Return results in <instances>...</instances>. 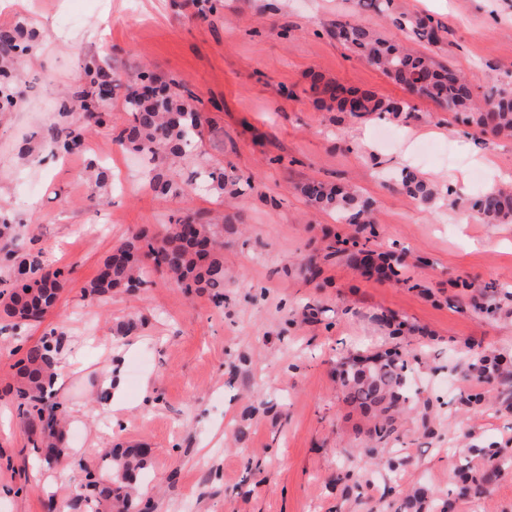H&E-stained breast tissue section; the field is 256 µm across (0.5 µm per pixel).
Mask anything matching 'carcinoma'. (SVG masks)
Returning a JSON list of instances; mask_svg holds the SVG:
<instances>
[{
  "mask_svg": "<svg viewBox=\"0 0 512 512\" xmlns=\"http://www.w3.org/2000/svg\"><path fill=\"white\" fill-rule=\"evenodd\" d=\"M373 11L386 16L392 27L407 33L416 44L433 45L444 39L448 28L430 17L398 10L395 0H357ZM338 42L365 59L371 66L404 89H419L420 96L455 114L464 113L468 122L501 137H512V89L493 86L479 99L467 78L453 65L436 60L433 56L412 46L377 33L352 19H338L330 28ZM0 110L14 105V76L12 71L25 55L31 54L36 44L24 39V27L0 29ZM83 90L63 102V109L80 107L87 124L101 125L105 113L98 111L99 92L112 86V78L91 57L82 66ZM313 90L323 95L322 106L339 112H352L357 116L386 112L395 117L409 118L415 108L407 101L378 98L368 91L346 88L332 81L317 78ZM195 96L179 82H163L145 72L135 74L127 88L125 110L131 115L128 127L117 136L116 142L126 149L147 157L151 161L179 158L189 147L192 135L202 125V115L194 107ZM83 128L69 127L50 134L46 145L57 153H71L83 142ZM192 181H201L222 197L243 194L239 180L222 167L197 172ZM398 185L421 203H431L437 190L415 171L403 169L397 177ZM150 190L163 197L187 195L190 184L180 185L161 175L151 177ZM300 193L313 208L334 211L348 224H371L372 202L360 197L349 187L311 179L299 186ZM475 207L490 221H512V188L491 190L482 195ZM7 218L0 219V260L4 263L8 286L0 291V304L4 315L14 328L41 321L55 307L63 289V273L46 269L40 251L14 249ZM355 248L359 255H374L378 261L388 262L396 281H401L403 258L378 253L364 243L334 239L326 246L325 259L345 254ZM224 234L212 224H199L191 217L166 224L160 232L142 228L130 238L115 246L100 266L97 276L86 287L88 295L102 298L114 290L141 288L148 283L140 257L147 255L156 267L162 269L167 281L186 293L211 290L216 302H224ZM64 331L52 329L48 337L26 349L18 362L20 385L16 399L21 419L40 426L42 447L56 448L62 436L65 413L54 405L52 422H43L45 401L51 397L55 376V354L58 337ZM339 381L346 399L365 413L373 414L374 424L368 431L371 448L367 452L394 473L398 463L390 456L391 448L399 441L395 416L410 401L408 385L409 357L387 352L370 358L365 367L340 364ZM472 452L482 460L484 467L499 471L512 468V456H505L497 448H474ZM147 449L130 448L111 455L110 472L93 481V498L101 512H141L140 502L128 492L134 473L146 465ZM461 483L479 486L484 475L474 471L472 459L463 456L455 463ZM448 512V501L430 495L419 488L406 495L395 512Z\"/></svg>",
  "mask_w": 512,
  "mask_h": 512,
  "instance_id": "1",
  "label": "carcinoma"
}]
</instances>
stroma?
<instances>
[{"mask_svg": "<svg viewBox=\"0 0 512 512\" xmlns=\"http://www.w3.org/2000/svg\"><path fill=\"white\" fill-rule=\"evenodd\" d=\"M448 28L428 47L478 93L512 84V0H397ZM398 40L353 0H26L0 12V27L53 21L58 36L26 56L16 104L0 112V215L23 247L42 250L64 288L42 322L13 331L0 317V512H87L91 478L113 448L149 449L136 485L151 512H392L388 472L365 451L367 420L345 399L340 362L409 351L417 401L398 422L395 456L403 492L421 486L452 512H512V468L463 497L448 458L469 448L512 455V377L479 389L470 364L492 354L512 370V223L490 224L472 201L512 181V139L463 123L433 102L415 117L356 116L320 108L315 76L405 98V91L328 33L337 17ZM120 82L110 124L84 128L65 156L18 155L52 128L84 56ZM183 82L205 120L186 155L159 171L177 181L214 164L233 171L243 195L159 197L148 166L114 141L130 117L123 82L139 68ZM108 170L106 202L87 182ZM416 169L439 195L422 204L397 184ZM353 184L373 203L370 246L402 256L409 283L365 275L347 256L323 261L328 234L356 225L310 207L309 179ZM224 227L233 278L223 304L185 293L160 272L149 287L96 299L84 287L112 248L141 227L182 215ZM321 262L309 279L307 258ZM471 282L472 290L457 287ZM385 315L404 321L392 334ZM63 327L58 397L68 409L64 456L46 459L11 396L14 365L45 328ZM120 392L109 396L110 364Z\"/></svg>", "mask_w": 512, "mask_h": 512, "instance_id": "1", "label": "stroma"}]
</instances>
